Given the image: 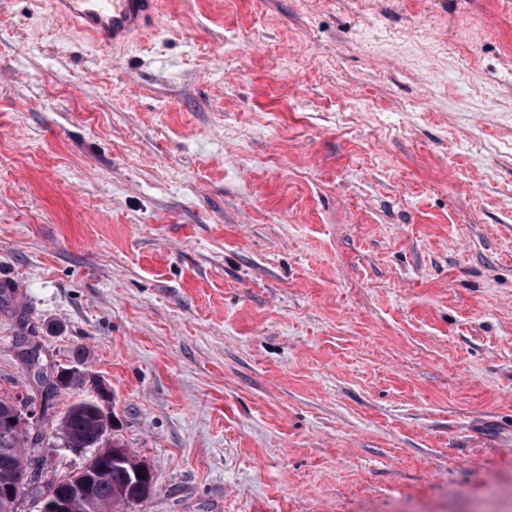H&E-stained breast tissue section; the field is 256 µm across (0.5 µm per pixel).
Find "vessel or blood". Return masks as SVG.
I'll use <instances>...</instances> for the list:
<instances>
[{
    "instance_id": "1",
    "label": "vessel or blood",
    "mask_w": 512,
    "mask_h": 512,
    "mask_svg": "<svg viewBox=\"0 0 512 512\" xmlns=\"http://www.w3.org/2000/svg\"><path fill=\"white\" fill-rule=\"evenodd\" d=\"M58 15L79 24L104 46L127 44L154 25L158 0H56Z\"/></svg>"
}]
</instances>
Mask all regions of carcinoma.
Wrapping results in <instances>:
<instances>
[{"label":"carcinoma","mask_w":512,"mask_h":512,"mask_svg":"<svg viewBox=\"0 0 512 512\" xmlns=\"http://www.w3.org/2000/svg\"><path fill=\"white\" fill-rule=\"evenodd\" d=\"M20 355L29 367L33 378L41 385L38 397H19V400L41 408V418L48 419L53 400L59 393H79L85 382L68 367L44 376L45 367L39 348L19 340ZM109 401L98 395L81 397L74 401L59 418L56 430L61 433L62 446L92 451L81 474L88 483L83 494L71 498L69 512H111L118 504L130 505L146 497L153 487V473L148 469L138 477L134 459L124 446L111 439L113 415ZM44 434L34 432L30 426L0 418V512H18L16 505L21 495L28 491L38 500H53L70 494L74 475L50 480L39 486L32 481L33 459L28 449L42 444ZM122 451V459L109 460V450Z\"/></svg>","instance_id":"1"}]
</instances>
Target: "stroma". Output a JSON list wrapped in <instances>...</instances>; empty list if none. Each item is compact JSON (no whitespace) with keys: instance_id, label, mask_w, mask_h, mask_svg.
<instances>
[{"instance_id":"obj_1","label":"stroma","mask_w":512,"mask_h":512,"mask_svg":"<svg viewBox=\"0 0 512 512\" xmlns=\"http://www.w3.org/2000/svg\"><path fill=\"white\" fill-rule=\"evenodd\" d=\"M15 339L112 394L120 512H512V0H0ZM58 15L79 24L103 46L127 44L154 25L157 0H57Z\"/></svg>"}]
</instances>
